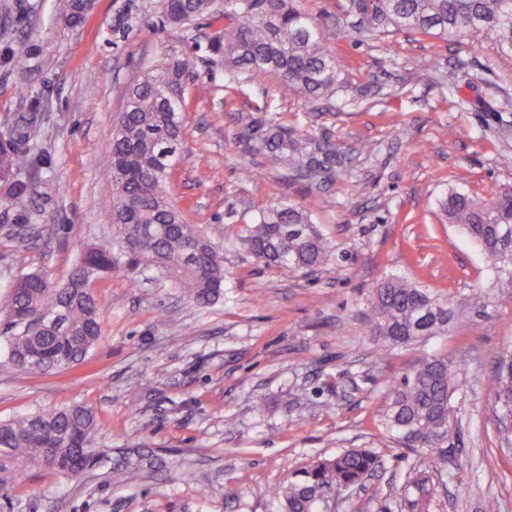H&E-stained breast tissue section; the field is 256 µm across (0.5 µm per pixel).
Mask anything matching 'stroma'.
I'll return each mask as SVG.
<instances>
[{
    "label": "stroma",
    "instance_id": "obj_1",
    "mask_svg": "<svg viewBox=\"0 0 512 512\" xmlns=\"http://www.w3.org/2000/svg\"><path fill=\"white\" fill-rule=\"evenodd\" d=\"M59 12V0H0V119L40 112L31 173L48 196L35 228L0 229V290L24 272L65 280L85 246L113 241L102 152L128 86L166 55L210 86L183 115L169 190L223 253L227 278L223 298L200 309L168 280L119 266L92 285L101 338L82 366L0 369V420L78 402L100 424L92 469L77 479L33 473L13 487L7 512H277L270 488L346 448L374 449L382 467L342 493L338 512H404L413 456L380 416L391 382L441 353L469 365L431 512H484L488 498L512 512V448L484 383L512 351V288L438 209L449 190L486 197L512 184V59L485 42L331 28L348 83L374 96L313 106L271 76L229 82L188 48L212 26L160 28V0H96L76 28ZM19 41L30 47L22 69L8 62ZM242 112L333 143L344 157L335 179L287 178L247 153L236 139ZM362 141L370 153L356 152ZM278 202L310 204L334 267L291 272L249 256L243 224ZM386 276L447 298L456 312L447 334L377 357L364 313ZM477 290L487 305L474 311Z\"/></svg>",
    "mask_w": 512,
    "mask_h": 512
}]
</instances>
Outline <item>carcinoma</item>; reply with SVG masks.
<instances>
[{"mask_svg": "<svg viewBox=\"0 0 512 512\" xmlns=\"http://www.w3.org/2000/svg\"><path fill=\"white\" fill-rule=\"evenodd\" d=\"M95 0H63L59 19L81 25ZM354 15L359 27L376 36L408 32L444 41H485L498 55L512 58V0H345L336 13V28ZM220 24L205 44L212 63L232 80L270 75L308 101L329 99L351 86L342 77L344 64L328 47L326 23L309 14L302 0H161V23L188 29L201 17ZM187 63L163 58L151 65L127 92L106 146L102 166L112 179V219L116 238L110 245L82 252L69 277L53 283L42 273L18 276L0 295V313L15 329L3 348L0 367L29 373L66 372L82 364L101 336L100 305L92 283L118 263L113 248L137 267L171 281L197 307H207L224 293V257L197 225L185 222L168 193L169 179L182 158L187 111ZM41 120L37 112L13 116L0 125V175L18 173L22 182L0 200V224H35L45 197L30 173L28 142ZM239 143L266 157L286 176L301 174L311 182L332 178L341 156L336 147L307 134L252 115L238 116ZM448 223L458 227L483 252L512 287V186L477 200L448 191L441 201ZM240 241L251 257L267 267L314 271L335 263L336 251L313 223L306 208L274 204L244 225ZM370 335L392 351L440 336L453 313L448 301L399 277L383 278L369 299ZM55 319L50 330L42 319ZM465 364L458 357L435 354L419 360L393 381L381 415L382 425L414 455L405 497L408 512H430L435 497L429 474L448 468L453 434V394L465 384ZM487 385L494 391L498 422H512V353L504 355ZM98 424L80 404L42 410L0 421V498L32 470H54L42 453L51 434L56 448L72 452L78 437L98 459ZM380 467V457L366 449H348L313 461L295 479L271 490L281 512H336L341 491L364 485Z\"/></svg>", "mask_w": 512, "mask_h": 512, "instance_id": "obj_1", "label": "carcinoma"}]
</instances>
